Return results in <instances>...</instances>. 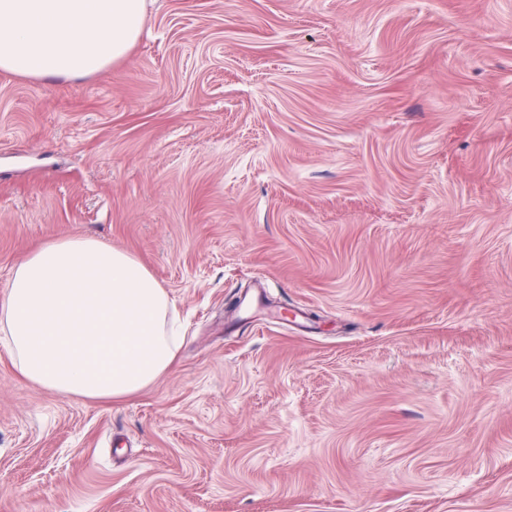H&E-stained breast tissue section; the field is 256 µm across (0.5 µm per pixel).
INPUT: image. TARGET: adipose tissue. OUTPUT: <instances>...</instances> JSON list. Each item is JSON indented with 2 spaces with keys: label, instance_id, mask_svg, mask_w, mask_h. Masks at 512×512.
Listing matches in <instances>:
<instances>
[{
  "label": "adipose tissue",
  "instance_id": "obj_1",
  "mask_svg": "<svg viewBox=\"0 0 512 512\" xmlns=\"http://www.w3.org/2000/svg\"><path fill=\"white\" fill-rule=\"evenodd\" d=\"M146 0H0V71L49 81L101 73L139 41ZM166 290L133 255L89 237L40 244L0 294L19 373L67 397L138 394L177 359Z\"/></svg>",
  "mask_w": 512,
  "mask_h": 512
}]
</instances>
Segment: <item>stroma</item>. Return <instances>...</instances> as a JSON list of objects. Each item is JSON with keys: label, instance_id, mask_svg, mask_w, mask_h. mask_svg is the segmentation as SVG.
<instances>
[{"label": "stroma", "instance_id": "stroma-1", "mask_svg": "<svg viewBox=\"0 0 512 512\" xmlns=\"http://www.w3.org/2000/svg\"><path fill=\"white\" fill-rule=\"evenodd\" d=\"M67 237L185 335L113 403L0 335V512H512V0H148L0 72V288Z\"/></svg>", "mask_w": 512, "mask_h": 512}]
</instances>
